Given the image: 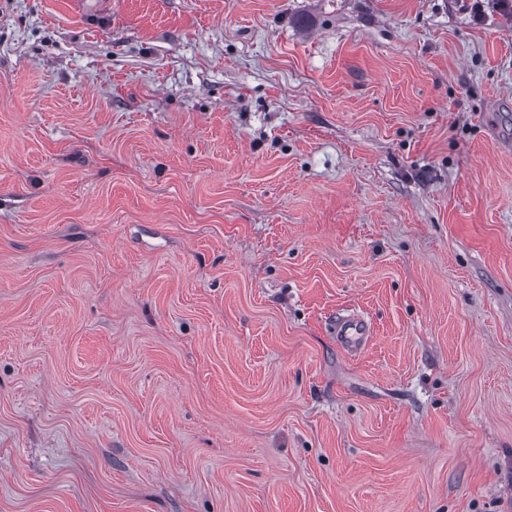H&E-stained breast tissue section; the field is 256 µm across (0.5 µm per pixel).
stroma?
I'll list each match as a JSON object with an SVG mask.
<instances>
[{"mask_svg": "<svg viewBox=\"0 0 512 512\" xmlns=\"http://www.w3.org/2000/svg\"><path fill=\"white\" fill-rule=\"evenodd\" d=\"M0 512H512V14L0 0ZM371 335V326L358 316L350 315L336 323V338L340 346L347 352L360 349Z\"/></svg>", "mask_w": 512, "mask_h": 512, "instance_id": "obj_1", "label": "stroma"}]
</instances>
